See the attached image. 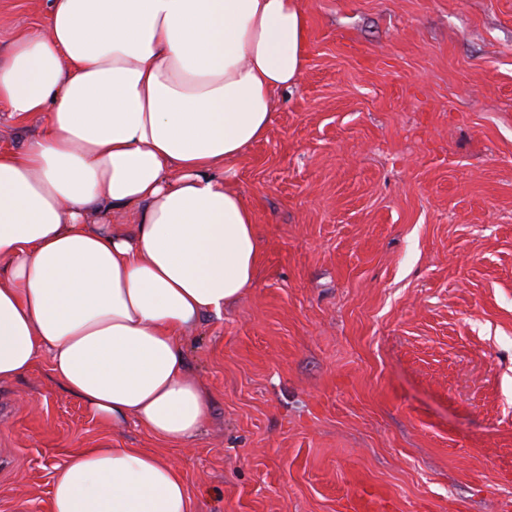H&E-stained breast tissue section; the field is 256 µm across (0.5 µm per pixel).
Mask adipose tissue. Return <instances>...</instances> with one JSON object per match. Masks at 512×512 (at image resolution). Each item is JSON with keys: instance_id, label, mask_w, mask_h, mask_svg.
<instances>
[{"instance_id": "adipose-tissue-1", "label": "adipose tissue", "mask_w": 512, "mask_h": 512, "mask_svg": "<svg viewBox=\"0 0 512 512\" xmlns=\"http://www.w3.org/2000/svg\"><path fill=\"white\" fill-rule=\"evenodd\" d=\"M298 0H48L46 31L0 54V107L41 132L0 150V382L48 356L103 424L194 438L209 396L184 328L257 274L255 217L227 165L266 137L306 62ZM112 212L131 225H109ZM52 512H191L145 448H85Z\"/></svg>"}]
</instances>
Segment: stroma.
<instances>
[{
	"instance_id": "35a3bbf8",
	"label": "stroma",
	"mask_w": 512,
	"mask_h": 512,
	"mask_svg": "<svg viewBox=\"0 0 512 512\" xmlns=\"http://www.w3.org/2000/svg\"><path fill=\"white\" fill-rule=\"evenodd\" d=\"M305 69L232 161L256 281L184 333L180 444L96 420L49 360L0 383V512L69 454L160 450L192 512H512V0H299ZM46 0H0V51Z\"/></svg>"
}]
</instances>
